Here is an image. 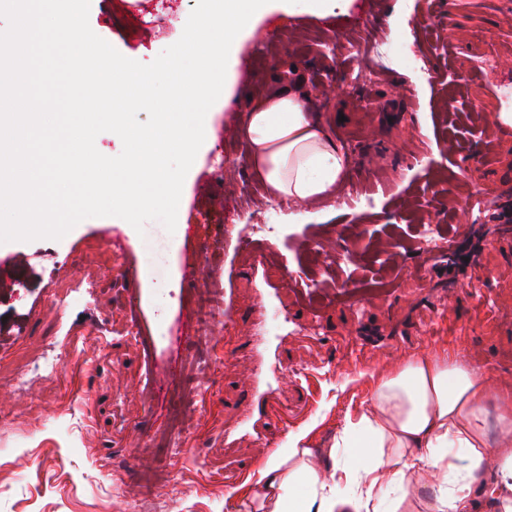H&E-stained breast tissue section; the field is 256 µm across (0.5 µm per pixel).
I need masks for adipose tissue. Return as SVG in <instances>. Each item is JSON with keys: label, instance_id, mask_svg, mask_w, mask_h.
I'll return each instance as SVG.
<instances>
[{"label": "adipose tissue", "instance_id": "obj_1", "mask_svg": "<svg viewBox=\"0 0 512 512\" xmlns=\"http://www.w3.org/2000/svg\"><path fill=\"white\" fill-rule=\"evenodd\" d=\"M240 131L252 170L288 206L283 223H324L319 204L335 199L351 159L314 112L299 71L274 80ZM490 395L485 377L460 359L422 354L398 363L378 376L368 407L347 419L332 447H310L306 428L289 434L247 489L252 512H469L478 493L492 512H512V395L492 441ZM419 467L431 475L423 496L412 483Z\"/></svg>", "mask_w": 512, "mask_h": 512}]
</instances>
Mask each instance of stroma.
Returning a JSON list of instances; mask_svg holds the SVG:
<instances>
[{
	"mask_svg": "<svg viewBox=\"0 0 512 512\" xmlns=\"http://www.w3.org/2000/svg\"><path fill=\"white\" fill-rule=\"evenodd\" d=\"M135 0H112L89 25L123 56L152 62L183 33L166 39L133 27ZM352 0L344 14H277L259 21L231 58L235 85L211 107L184 181L185 233L156 221L143 232L117 217L88 218L59 240L0 243V512H251L243 481L225 486L237 463L260 466L309 428L315 448L330 447L357 415L376 377L394 363L447 353L512 390V237H502L489 201L512 200V140L488 147L462 121L482 113L496 125L512 113V0ZM378 39L403 46L386 61L357 53L364 23ZM418 55L429 89L418 94L405 63ZM297 66L314 108L350 155L351 172L322 224H283L266 240L264 275L279 287L287 324L268 353L255 346L257 290L235 242L263 222L262 180L229 114L247 111L268 81ZM368 82L353 81L357 71ZM452 135L455 155L441 139ZM223 154L221 177L212 174ZM413 169L402 182L405 169ZM486 206L476 223L490 232L462 287L421 280L424 230L472 236L448 201L458 188ZM254 202L241 220L224 207ZM121 239L125 253L113 252ZM160 248L169 277L153 281L138 263L143 243ZM28 260L14 269L12 254ZM208 295L215 318L187 341L192 366L184 422L170 431L158 391L177 323ZM137 324L139 335L125 330ZM58 372L38 376L47 356ZM273 369L259 389L246 376L261 361Z\"/></svg>",
	"mask_w": 512,
	"mask_h": 512,
	"instance_id": "35a3bbf8",
	"label": "stroma"
}]
</instances>
